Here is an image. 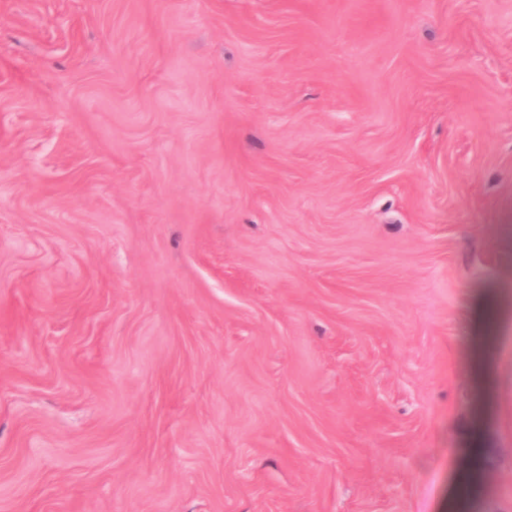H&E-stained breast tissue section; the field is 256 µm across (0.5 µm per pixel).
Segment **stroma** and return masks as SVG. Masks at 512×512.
Here are the masks:
<instances>
[{"label": "stroma", "mask_w": 512, "mask_h": 512, "mask_svg": "<svg viewBox=\"0 0 512 512\" xmlns=\"http://www.w3.org/2000/svg\"><path fill=\"white\" fill-rule=\"evenodd\" d=\"M474 446L512 512V0H0V512H445Z\"/></svg>", "instance_id": "35a3bbf8"}]
</instances>
